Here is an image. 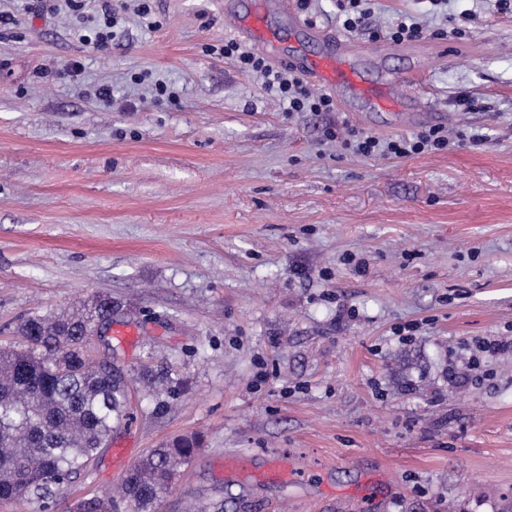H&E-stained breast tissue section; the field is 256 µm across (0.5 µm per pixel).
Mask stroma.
I'll return each mask as SVG.
<instances>
[{
    "mask_svg": "<svg viewBox=\"0 0 512 512\" xmlns=\"http://www.w3.org/2000/svg\"><path fill=\"white\" fill-rule=\"evenodd\" d=\"M82 2L0 0V348L30 316L108 295L132 335L89 354L157 389L132 384V422L48 512L191 434L159 512L512 502V350L475 345L512 336V0H370L373 25H422L421 91L463 138L375 159L349 130L421 123L349 93L285 111L219 53L224 0H152L147 19ZM107 8L112 40H82ZM276 450L294 483L251 477Z\"/></svg>",
    "mask_w": 512,
    "mask_h": 512,
    "instance_id": "stroma-1",
    "label": "stroma"
}]
</instances>
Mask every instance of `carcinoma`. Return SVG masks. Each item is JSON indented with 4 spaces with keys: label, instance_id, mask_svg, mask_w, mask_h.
Listing matches in <instances>:
<instances>
[{
    "label": "carcinoma",
    "instance_id": "obj_1",
    "mask_svg": "<svg viewBox=\"0 0 512 512\" xmlns=\"http://www.w3.org/2000/svg\"><path fill=\"white\" fill-rule=\"evenodd\" d=\"M112 298L29 317L25 345L0 351V500L43 512L48 499L85 470L100 449L129 424V372L117 357L94 362L85 335L112 319ZM196 435L148 452L126 471L120 494L128 512H158L161 495L199 447ZM112 497L75 512H114Z\"/></svg>",
    "mask_w": 512,
    "mask_h": 512
}]
</instances>
